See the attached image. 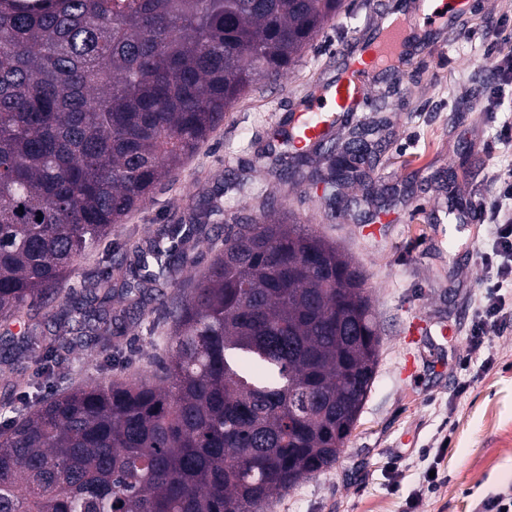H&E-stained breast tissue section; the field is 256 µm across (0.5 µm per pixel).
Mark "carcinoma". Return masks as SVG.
I'll list each match as a JSON object with an SVG mask.
<instances>
[{
	"instance_id": "1",
	"label": "carcinoma",
	"mask_w": 512,
	"mask_h": 512,
	"mask_svg": "<svg viewBox=\"0 0 512 512\" xmlns=\"http://www.w3.org/2000/svg\"><path fill=\"white\" fill-rule=\"evenodd\" d=\"M344 0H0V364L50 379L151 313L173 327L157 381L72 383L0 423V512H266L331 467L371 390L380 333L365 276L274 200L224 225L189 295L167 288L210 241L221 195L153 232L89 287L74 262L173 181L263 79L279 82ZM360 135L256 158L297 188L356 181ZM42 220H37V216ZM122 308H112L114 299ZM342 318L336 319V310Z\"/></svg>"
}]
</instances>
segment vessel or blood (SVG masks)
<instances>
[{
	"mask_svg": "<svg viewBox=\"0 0 512 512\" xmlns=\"http://www.w3.org/2000/svg\"><path fill=\"white\" fill-rule=\"evenodd\" d=\"M409 42V26L405 19L400 18L384 26L371 39L370 49L359 50L348 67L337 74L330 88L308 97L303 112L293 120V144L306 146L323 126L334 122L337 115L359 111L366 103L360 84L361 76L375 71L386 62L406 57Z\"/></svg>",
	"mask_w": 512,
	"mask_h": 512,
	"instance_id": "1",
	"label": "vessel or blood"
}]
</instances>
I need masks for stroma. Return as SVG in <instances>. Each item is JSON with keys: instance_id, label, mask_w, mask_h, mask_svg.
I'll list each match as a JSON object with an SVG mask.
<instances>
[{"instance_id": "35a3bbf8", "label": "stroma", "mask_w": 512, "mask_h": 512, "mask_svg": "<svg viewBox=\"0 0 512 512\" xmlns=\"http://www.w3.org/2000/svg\"><path fill=\"white\" fill-rule=\"evenodd\" d=\"M379 3L375 10L369 0H346L298 65L277 84L258 82L176 179L77 262L67 281L82 290L104 269L106 255L147 247L159 225L176 222L216 191H223L225 205L251 213L253 200L235 187L243 177L275 198L288 223L313 225L360 265L381 330L371 391L336 463L274 499L268 512H472L512 481V324L488 329L483 355L469 371L456 367L483 283L481 253L493 232L472 210L495 194L492 171L512 170V143L497 139L502 124L512 123V110L495 104L492 71L494 56L512 50V0H479L477 10L432 32L414 27L408 62L370 79L357 114L380 127L368 185L353 184L332 203L321 190L300 195L251 166L268 132L335 81L383 12L412 10V0ZM497 20L506 28L492 45L482 34ZM381 98L388 111H377ZM415 319L431 333L404 345L403 327ZM170 333L164 324L152 331L129 327L112 339L116 361H91L77 350L57 372L71 382L152 379ZM409 358L415 372L407 377L402 368ZM447 434L452 443L440 449ZM428 451L446 481L418 498Z\"/></svg>"}]
</instances>
